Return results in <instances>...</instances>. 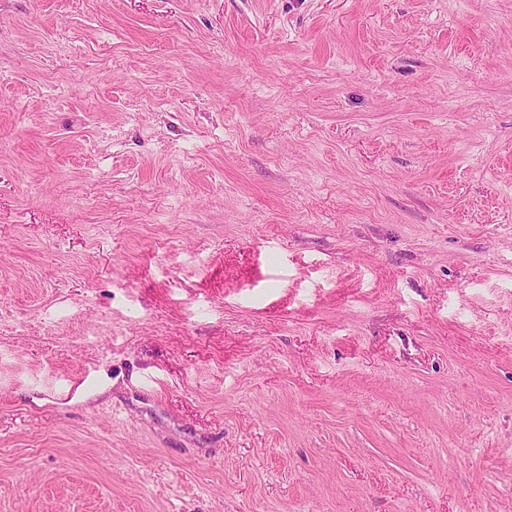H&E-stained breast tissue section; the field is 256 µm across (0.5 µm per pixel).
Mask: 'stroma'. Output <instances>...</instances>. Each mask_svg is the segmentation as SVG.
Returning a JSON list of instances; mask_svg holds the SVG:
<instances>
[{
	"mask_svg": "<svg viewBox=\"0 0 512 512\" xmlns=\"http://www.w3.org/2000/svg\"><path fill=\"white\" fill-rule=\"evenodd\" d=\"M0 512H512V0H0Z\"/></svg>",
	"mask_w": 512,
	"mask_h": 512,
	"instance_id": "1",
	"label": "stroma"
}]
</instances>
